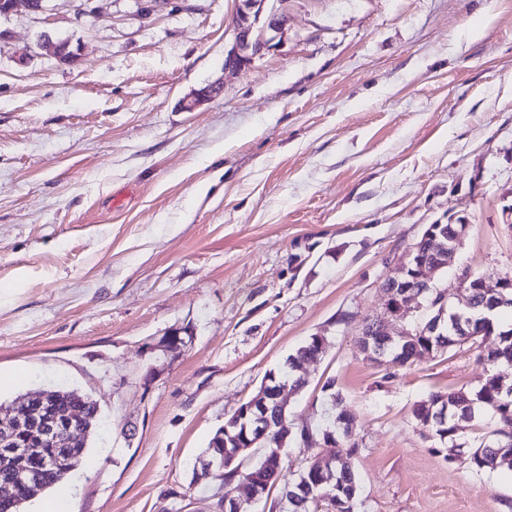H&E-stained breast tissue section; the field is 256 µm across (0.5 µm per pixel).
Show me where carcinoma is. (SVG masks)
<instances>
[{
  "label": "carcinoma",
  "instance_id": "obj_1",
  "mask_svg": "<svg viewBox=\"0 0 512 512\" xmlns=\"http://www.w3.org/2000/svg\"><path fill=\"white\" fill-rule=\"evenodd\" d=\"M467 317L475 318V325L466 329V333L457 336L453 329L445 331L448 347L477 346L481 348L479 357L488 366V376L480 389L470 391L463 388L451 390L445 394L436 393L428 399L417 404L413 409L414 418L423 425L431 428L445 447L438 449L444 454V458H453L456 450L462 448L457 443V429L453 425V417L464 416L478 407L488 413L493 419L497 438L494 442H484L468 448L470 464L477 471L492 470L498 464L507 461L512 465V389L502 383V378L512 373V328L504 330L498 321L484 315V310L478 308L465 313ZM428 337L418 336L414 343L406 349L399 350L401 360L398 365L404 366L412 360L419 359L416 349L424 348ZM322 356L315 337L300 347L296 354L288 357V380L292 387L299 391L305 387L304 380L294 372L293 365L306 359ZM31 409L44 410L52 415H57L66 420H71L74 425L85 433L88 438L96 428L99 406L90 394L79 389H49L46 402L31 404ZM239 424L230 428V434H225L224 428H219L211 438L205 450V462L199 471L194 473V481L206 482L216 487L215 495L218 496V505H223L224 487L231 484L239 474V469L245 460L241 459L230 467H224V450H233L241 447L245 439L251 436L250 418L238 416ZM313 433L303 428L298 432L288 433V430H278L270 438L269 446L283 448L288 445V439H300L309 441ZM322 440L326 446L324 453L315 456L310 463L299 473L293 481L284 479V463H279L277 474L270 481L267 493L277 491L281 496L292 492L300 479L313 480L316 474L326 480L323 488L334 493L331 499L322 501H310L306 494L299 492L297 498L288 500L292 512H353L354 500L357 496L358 479L349 464L336 465L334 457L339 455L338 442L331 431L322 432ZM87 450V441L84 440L69 446L63 452L61 461L54 467L42 468L37 471L41 487L53 488L61 484L80 465ZM11 483L14 494L10 497H0V512H21L26 502V488L8 469L0 467V485Z\"/></svg>",
  "mask_w": 512,
  "mask_h": 512
}]
</instances>
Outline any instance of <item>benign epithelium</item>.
Listing matches in <instances>:
<instances>
[{
    "mask_svg": "<svg viewBox=\"0 0 512 512\" xmlns=\"http://www.w3.org/2000/svg\"><path fill=\"white\" fill-rule=\"evenodd\" d=\"M266 0H243L231 20L234 41L224 56V69L238 71L250 65L253 60L273 46L281 38L285 17L272 7L264 11ZM223 83L210 84L186 97L182 109L194 111L203 102L219 95ZM469 225L459 224L455 229L453 242H448V225L430 224L420 240L398 260V275L385 281L381 288L385 295V314L388 319H374L363 329L364 335L377 333L379 339L365 343V354L371 360L382 362L385 345L394 340L388 329V320L404 321L414 311L423 308L417 296L425 289L436 286V276L449 267L455 257L456 245L466 234ZM434 253V258L425 260L424 252ZM468 296L475 289L484 293V305L491 309L512 305V279L464 277L460 282ZM438 325L424 321L415 329H403L400 335L411 339L415 336L434 335ZM285 387L276 390L263 385L260 393L244 406V412L251 413L254 421L253 438L246 446L237 448V456L251 448H263L269 438V431L286 427L288 401L284 397ZM78 439V430L73 424L59 418H46L28 409L17 408L5 419L0 418V459L4 464H24L37 459L35 452L47 445L65 448Z\"/></svg>",
    "mask_w": 512,
    "mask_h": 512,
    "instance_id": "obj_1",
    "label": "benign epithelium"
}]
</instances>
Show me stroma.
I'll use <instances>...</instances> for the list:
<instances>
[{
    "instance_id": "stroma-1",
    "label": "stroma",
    "mask_w": 512,
    "mask_h": 512,
    "mask_svg": "<svg viewBox=\"0 0 512 512\" xmlns=\"http://www.w3.org/2000/svg\"><path fill=\"white\" fill-rule=\"evenodd\" d=\"M44 5L0 17V403L98 401L68 512H221L204 449L315 335L288 419L332 425L334 380L353 512H512V468L444 460L412 414L478 388L477 350L357 344L427 225L469 226L438 280L456 307L464 275L512 278V0H281L280 46L236 73L240 0ZM44 35L77 62L25 56ZM317 341L320 344V348L319 345L317 344ZM325 346L326 339L323 336H316V338L315 336H312L305 343V345H303L297 350L296 354L290 355L288 357V380L292 382V387L296 391H300L301 389H303L306 383L301 377H299L297 373L294 372L295 370L293 369V365L300 363L301 361H304L306 359L317 358L322 356L323 354L320 353V351L325 350Z\"/></svg>"
}]
</instances>
